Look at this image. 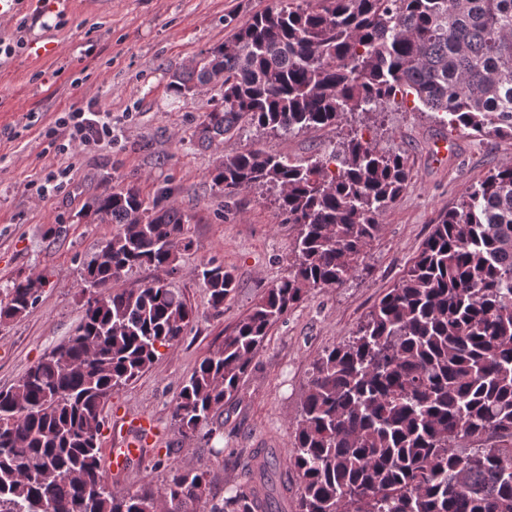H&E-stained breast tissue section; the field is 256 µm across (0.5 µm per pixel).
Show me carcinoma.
<instances>
[{
    "mask_svg": "<svg viewBox=\"0 0 512 512\" xmlns=\"http://www.w3.org/2000/svg\"><path fill=\"white\" fill-rule=\"evenodd\" d=\"M220 102L193 137L211 146L241 125L290 135L337 129L396 96L416 97L477 136L512 137V0H273L231 38L170 76L186 98ZM225 195L276 192L294 228L288 272L180 389L172 420L201 433L234 398L270 329L315 289L343 286L412 179L405 158L358 131L298 163L247 149L210 172ZM115 184L81 212L117 228L83 263L75 333L0 390V512H179L207 496V474L178 467L160 491L112 487L100 457L112 391L180 343L197 311L165 279L117 286L129 271H177L192 216ZM207 312L224 315L234 273L197 270ZM48 277L30 273L0 300V325L28 314ZM252 485L210 512H278L298 481V512H512V164L439 216L418 254L348 339L313 360L294 448L277 469L253 452Z\"/></svg>",
    "mask_w": 512,
    "mask_h": 512,
    "instance_id": "carcinoma-1",
    "label": "carcinoma"
}]
</instances>
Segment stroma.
Here are the masks:
<instances>
[{"mask_svg": "<svg viewBox=\"0 0 512 512\" xmlns=\"http://www.w3.org/2000/svg\"><path fill=\"white\" fill-rule=\"evenodd\" d=\"M272 0H21L15 15L0 22V40L16 44L0 59V298L19 277L46 271L39 301L25 317L0 326V389L13 387L27 368L71 336L83 315L82 263L111 230L77 217L108 185L133 184L144 198L173 191L172 204L193 215L191 250L180 254L172 287L198 310L180 344L161 349L152 369L116 389L104 409L101 450L120 441L118 417H149L142 458L114 486L135 492L160 489L178 466L206 471L211 492L227 498L247 479L252 449L273 448L286 462L314 358L348 339L364 316L400 278L434 220L502 163L512 161V138L477 137L442 122L414 97L386 103L380 113L349 115L378 149L405 157L412 180L381 217L383 230L371 244L366 269L339 288L311 291L273 326L225 403L210 436H187L171 417L182 383L208 352L246 316L266 289L288 272L295 232L285 224L272 195L252 188L226 197L209 177L218 158L262 149L303 162L339 139L335 129L282 137L251 126L212 147L190 135L220 98L210 86L188 98L169 90L171 74L223 43ZM38 38L57 53L44 60L27 55ZM91 107L112 115L111 144L60 150L45 135L63 112ZM457 144L445 165L430 161L434 138ZM68 178L45 198L35 185L58 168ZM233 271L238 288L222 317L207 315L205 289L195 271L209 259Z\"/></svg>", "mask_w": 512, "mask_h": 512, "instance_id": "1", "label": "stroma"}]
</instances>
